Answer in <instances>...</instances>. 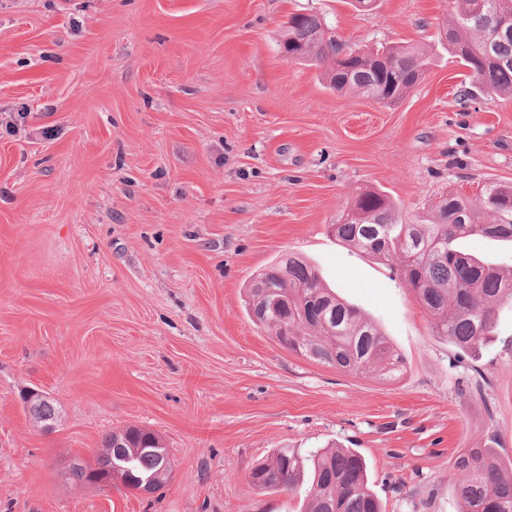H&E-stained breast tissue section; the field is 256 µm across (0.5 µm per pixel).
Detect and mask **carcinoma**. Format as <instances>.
<instances>
[{"mask_svg": "<svg viewBox=\"0 0 512 512\" xmlns=\"http://www.w3.org/2000/svg\"><path fill=\"white\" fill-rule=\"evenodd\" d=\"M453 0L441 26L445 36L426 46L391 44L351 49L324 37L316 13L290 15L281 45L300 50L301 62L327 67L329 87L339 94L370 97L384 105L404 99L424 79L444 50L474 76L485 99L512 97V38L492 39L490 22L512 21V0ZM332 231L340 241L398 268L433 331L464 352H477L492 336L497 307L512 302V274L456 247L467 238L512 241V183L488 184L474 198L448 192L415 223H404L397 204L379 189L359 192ZM288 294V315L268 307L269 294ZM248 314L274 333L280 345L323 365L351 373L375 372L395 379L404 361L380 330L352 305L322 286L317 271L290 255L259 274L249 288ZM101 455L127 469L135 484L157 476L167 449L155 434L130 426L102 438ZM459 512H512V471L494 446L459 452ZM263 492L304 495L306 512H383L364 457L348 448L302 455L283 448L250 474Z\"/></svg>", "mask_w": 512, "mask_h": 512, "instance_id": "cac0c4a2", "label": "carcinoma"}]
</instances>
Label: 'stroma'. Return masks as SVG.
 Here are the masks:
<instances>
[{
  "instance_id": "stroma-1",
  "label": "stroma",
  "mask_w": 512,
  "mask_h": 512,
  "mask_svg": "<svg viewBox=\"0 0 512 512\" xmlns=\"http://www.w3.org/2000/svg\"><path fill=\"white\" fill-rule=\"evenodd\" d=\"M352 47L427 43L448 0H0V512H302L257 490L278 449L336 443L386 512H458L452 459H512V304L465 353L398 272L332 232L366 188L413 221L512 182V99L438 55L401 102L332 91L281 56L291 13ZM295 253L404 358L393 381L288 351L247 314ZM60 413L50 433L27 389ZM154 432L143 497L71 482L106 434Z\"/></svg>"
}]
</instances>
